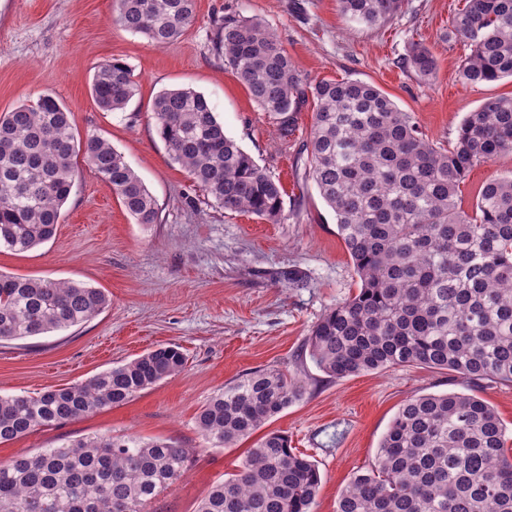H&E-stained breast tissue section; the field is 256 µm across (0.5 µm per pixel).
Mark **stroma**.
I'll return each instance as SVG.
<instances>
[{"label":"stroma","mask_w":512,"mask_h":512,"mask_svg":"<svg viewBox=\"0 0 512 512\" xmlns=\"http://www.w3.org/2000/svg\"><path fill=\"white\" fill-rule=\"evenodd\" d=\"M465 0H407L389 22L350 24L337 0H197L196 16L177 41L155 46L113 20L115 0H0V115L49 94L73 114L79 135L98 134L122 153L154 196L160 223L134 222L111 186L74 158L76 186L57 235L23 253L0 249V272L102 289L110 305L65 331L0 342V395H33L67 387L161 345H175L187 365L119 407H106L61 426L0 444V463L91 435L129 433L165 438L198 456L151 512H196L210 487L235 472L254 444L204 446L194 417L214 391L271 364L290 367L307 384L301 400L276 420L293 448L316 461L322 485L315 512H336L351 476L371 467L393 416L410 397L457 392L489 403L512 448V384L466 382L454 373L397 366L380 373L328 378L304 356L312 326L357 288L358 277L333 212L304 175L298 149L312 112L294 117L282 141L273 118L214 49L225 18L261 19L282 42L300 73L312 80H361L409 112L423 135L446 148L465 116L486 99L512 97V79L469 86L459 70L469 43L442 35ZM438 60L425 84L400 65L411 43ZM120 58L138 92L126 110L104 112L91 93L97 66ZM202 93L225 133L279 178L284 218L273 224L217 205L171 161L160 139L152 102L162 91ZM512 175V153L472 169L459 202L472 211L481 185ZM291 266L307 276L303 288L279 282Z\"/></svg>","instance_id":"obj_1"}]
</instances>
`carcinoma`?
I'll return each mask as SVG.
<instances>
[{
  "label": "carcinoma",
  "instance_id": "obj_1",
  "mask_svg": "<svg viewBox=\"0 0 512 512\" xmlns=\"http://www.w3.org/2000/svg\"><path fill=\"white\" fill-rule=\"evenodd\" d=\"M406 0H339L344 17L372 26ZM115 20L157 46L191 25L197 0H116ZM445 40L472 50L466 85L512 79V0H465ZM216 50L288 141L294 114L312 108L305 174L336 217L360 280L358 292L313 325L306 349L331 379L395 366L447 370L474 384L512 383V177L484 183L472 212L458 204L470 171L512 152V97H491L462 120L453 145L424 138L410 113L379 88L310 80L256 17L224 19ZM404 67L436 77L437 59L413 43ZM138 91L131 66L96 67L92 96L124 110ZM152 112L170 159L215 203L272 223L283 219L280 181L224 133L206 98L165 90ZM84 151L137 224H158L157 204L112 143L74 134L72 114L44 94L0 116V248L25 252L56 235ZM105 292L71 281L0 273V341L83 325L109 305ZM183 351L159 346L88 380L34 396H0V444L103 407L121 406L185 369ZM277 367L257 369L216 391L196 427L213 448H233L305 393ZM494 408L471 394L409 398L391 420L372 467L354 474L336 512H512V456ZM195 449L133 435H96L0 465V512H148L185 474ZM318 465L277 430L258 438L237 472L197 512H313Z\"/></svg>",
  "mask_w": 512,
  "mask_h": 512
}]
</instances>
